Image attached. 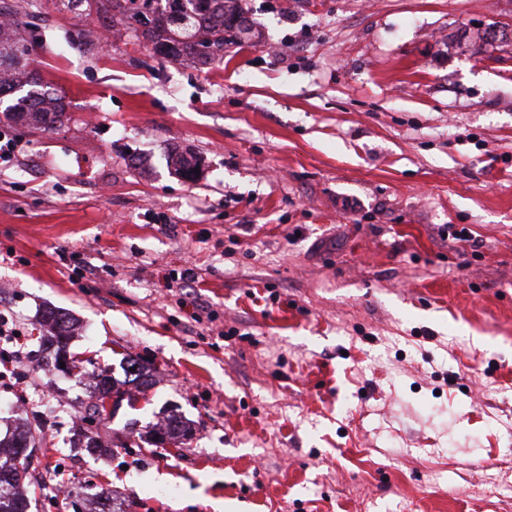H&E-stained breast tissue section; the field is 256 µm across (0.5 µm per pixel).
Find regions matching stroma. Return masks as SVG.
<instances>
[{
  "mask_svg": "<svg viewBox=\"0 0 512 512\" xmlns=\"http://www.w3.org/2000/svg\"><path fill=\"white\" fill-rule=\"evenodd\" d=\"M237 5L207 65L86 4L19 19L67 104L0 122V305L38 366L0 432L34 440L32 512L60 485L62 512H512V0ZM49 308L95 371L151 368L95 453ZM175 419L184 445L145 443Z\"/></svg>",
  "mask_w": 512,
  "mask_h": 512,
  "instance_id": "obj_1",
  "label": "stroma"
}]
</instances>
